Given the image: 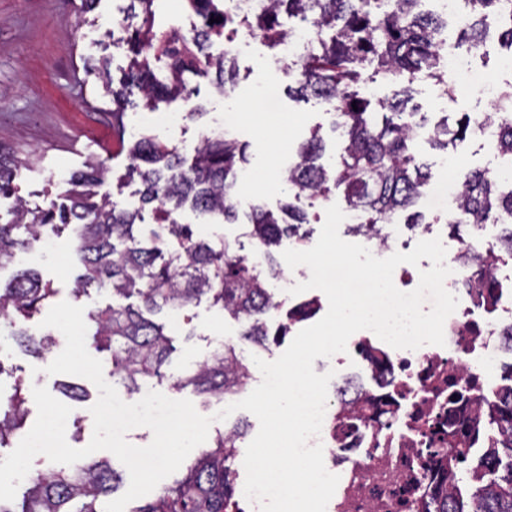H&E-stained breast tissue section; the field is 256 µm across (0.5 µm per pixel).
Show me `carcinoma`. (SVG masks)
Returning <instances> with one entry per match:
<instances>
[{"mask_svg":"<svg viewBox=\"0 0 512 512\" xmlns=\"http://www.w3.org/2000/svg\"><path fill=\"white\" fill-rule=\"evenodd\" d=\"M199 19L192 32L178 37L154 30V0H130L128 16L137 20L126 27L133 61L114 87L108 64L98 65L105 91L112 96V120L123 127L124 108L135 93L147 106L157 108L177 98L191 101L195 91L183 74L193 71L219 75V89L234 90L235 58L226 52L214 58L204 52L205 44L224 36L236 24L260 36L277 49L292 29L280 27L279 14L310 21L313 31L300 61L288 64L292 78L288 94L299 99L319 100L331 115V131L343 138L344 148L334 178H328L321 163L323 138L314 132L297 151V159L283 170L291 194L279 214L253 206L246 213L245 235L258 242L268 264L264 274L238 253L237 241L224 238L216 247L203 238H193L187 224L175 214L183 207L211 215L219 223L239 219L238 172L248 163L247 145L226 137L206 136L193 162L174 147L147 137L137 140L128 152V171L140 178L141 206L127 208L101 192L104 165L92 160L86 170L74 174L63 192L65 202L46 209H31L20 201L13 219L0 224V268L14 261L19 252L59 226L72 229L82 273L73 292L80 296L93 288L112 296V302L89 312L95 324L92 344L106 354L112 376L119 378L128 393L139 392L150 380H162L163 366L174 350L166 326L144 316L184 312L197 299L209 295L224 314L241 325L240 339L265 347L269 336L268 317L278 303L268 288L265 275L281 273L275 251L284 240L307 241L303 225L306 207L326 199L336 190L346 209L359 213L360 223L349 231L364 229L381 233L386 225L404 219L420 224L423 216L413 210L424 194L431 171L418 163L410 151L416 129L425 123L411 104L412 85L421 78L443 82L440 72L438 36L443 19L418 10L421 0H266V4L244 14L224 10L225 0H185ZM470 24L459 39L472 56L483 55L487 19L500 24L499 39L512 51V0H462ZM220 22H210V19ZM170 60L168 80H159L151 61ZM383 81L396 87L393 96L376 104L351 87ZM495 126L493 150L512 163V109L488 116ZM476 119L462 114L454 130L443 119L427 131L428 141L440 150L464 139L474 130ZM17 160L0 151V195L10 191ZM501 179L488 168L461 174L458 197L459 218L448 225L453 234L468 228L476 234L483 224H496L501 216L512 218V187L504 191ZM155 205V224L142 223V207ZM477 267V277L489 287L491 262L474 251L464 254ZM57 290L42 281L34 269H21L10 281L0 283V318L10 327L14 344L35 358L45 360L56 345L51 332L36 334L26 323L40 313ZM137 296L142 307L122 300ZM252 374L243 364L242 351L226 342L196 368L177 378L172 388H190L206 400L222 401L243 392ZM55 387L70 400L87 396L84 387L57 382ZM29 391L18 381L0 409V447L17 439L25 428ZM500 429L498 447L488 460L492 474L467 483L466 495L444 498L436 492V512H512V392L492 415ZM460 421L448 418V453L466 462L470 449L458 447L455 436ZM247 433V423L238 420L212 437L187 474L161 490L156 498L131 512H225L235 492V460ZM122 483L121 474L106 458H85L68 469L38 471L25 486L19 502L0 501V512H102L105 497Z\"/></svg>","mask_w":512,"mask_h":512,"instance_id":"obj_1","label":"carcinoma"}]
</instances>
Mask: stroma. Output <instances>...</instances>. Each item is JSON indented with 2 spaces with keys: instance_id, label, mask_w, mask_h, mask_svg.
<instances>
[{
  "instance_id": "1",
  "label": "stroma",
  "mask_w": 512,
  "mask_h": 512,
  "mask_svg": "<svg viewBox=\"0 0 512 512\" xmlns=\"http://www.w3.org/2000/svg\"><path fill=\"white\" fill-rule=\"evenodd\" d=\"M129 0H96L92 10L79 14L80 0H0V145L21 160L15 172L13 197L0 198V220L12 218L15 198L33 205L58 201L70 174L84 170L88 161H102L107 169L103 186L112 200L139 204L141 183L129 177L127 155L112 145V101L106 95L96 70L101 59H109L111 71L128 62L123 30L112 18ZM505 52L496 37H489L485 53L470 58L471 86L461 84L453 69L446 79L454 88L444 96L440 86L421 79L413 86V102L428 122L448 119L456 123L462 114L481 116L493 112V101L483 94L481 82L496 88L512 84V70L501 68ZM237 79L232 93L222 94L216 73H189L185 80L195 88V100L206 115L185 120L182 126L167 124L166 112H179L182 101L168 104L166 112H151L141 96H133L124 122V141L133 144L141 136L178 147L185 159H193L201 135L225 132L248 145L250 178L240 184V212L251 205L278 209L287 195L279 173L296 158V151L313 129H320L326 153L338 156L340 142L330 131L331 118L317 100L297 101L288 95V79L276 62V54L259 37L236 56ZM228 126H221V119ZM414 152L432 171L430 197L417 205L427 222L448 204V189L459 182L460 172L494 167L492 153L480 150L474 138L458 143L454 150L433 149L427 140H417ZM26 265L37 270L43 281L58 289L59 300L92 310L109 303L105 294L72 297L80 269L69 229L53 234L49 244H35ZM196 327L185 337L178 322L167 320L174 352L162 381H150L149 389L169 398L193 399L191 391H175L173 379L193 369L211 351L214 342L237 341L240 325L225 317L220 307L201 298L189 309ZM0 393L10 394L15 381L26 387H52L53 376L42 373V363L21 351L8 348L0 354Z\"/></svg>"
}]
</instances>
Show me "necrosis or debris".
<instances>
[{"label": "necrosis or debris", "mask_w": 512, "mask_h": 512, "mask_svg": "<svg viewBox=\"0 0 512 512\" xmlns=\"http://www.w3.org/2000/svg\"><path fill=\"white\" fill-rule=\"evenodd\" d=\"M438 235L433 225L405 239L391 224L384 237L367 234L359 243L385 258ZM470 246L494 257L493 287L481 291L473 285L462 250L447 254L451 273L444 286L459 303L444 323V345L396 349L362 330L349 339L346 352L322 362L323 370L338 373L355 361L364 376L349 394L328 395L317 441L327 471L340 480L326 512H430L434 485L448 486L460 472L444 452L452 383L477 393L461 415L463 444L479 451L468 463L469 474H484L483 453L497 438L490 421L501 400L496 373L504 358H512V348L503 343L512 333V259L498 257L497 239L485 230Z\"/></svg>", "instance_id": "4bbe7bcc"}]
</instances>
